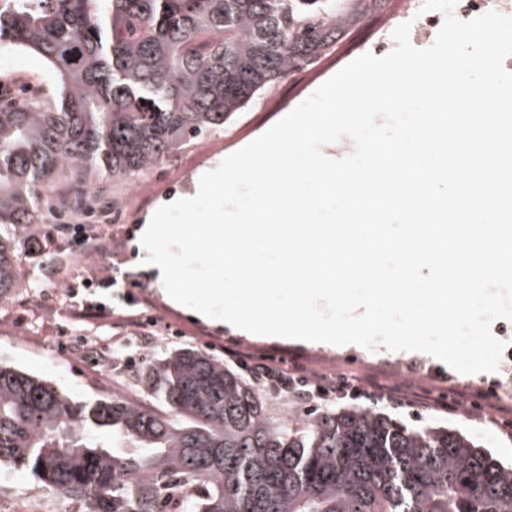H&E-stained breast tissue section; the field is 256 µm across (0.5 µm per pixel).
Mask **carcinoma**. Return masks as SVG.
I'll return each mask as SVG.
<instances>
[{
	"label": "carcinoma",
	"instance_id": "cac0c4a2",
	"mask_svg": "<svg viewBox=\"0 0 512 512\" xmlns=\"http://www.w3.org/2000/svg\"><path fill=\"white\" fill-rule=\"evenodd\" d=\"M384 0H8L0 46L40 54L57 105L0 104V295L15 238L92 175L132 180L336 50ZM139 381L153 407L74 401L0 364V466L84 512H512V469L459 431L353 406L277 418L184 347Z\"/></svg>",
	"mask_w": 512,
	"mask_h": 512
}]
</instances>
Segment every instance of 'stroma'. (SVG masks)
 Listing matches in <instances>:
<instances>
[{
	"mask_svg": "<svg viewBox=\"0 0 512 512\" xmlns=\"http://www.w3.org/2000/svg\"><path fill=\"white\" fill-rule=\"evenodd\" d=\"M398 2L384 0L381 9L352 29L337 51L317 66L284 78L258 106L239 113L223 131L191 140L136 179L88 183V193L110 199L112 205L97 209L82 219L79 227H68L65 235L73 241L82 231L95 234L97 251H77L60 259L28 248L25 235H18L17 286L0 296V361L45 378L77 401L102 396V386L107 383L114 396L148 402L149 396L138 382L140 370L147 360L186 346L220 360L232 353L247 355L297 368L305 376L352 373L375 379L379 394H334L311 401L270 392L266 395L268 407L277 417L288 412L304 417L325 408H370L415 428L459 430L512 464V335L505 339L497 371L476 374L459 373L437 358L417 352L385 357L362 347L323 349L253 341L217 331L167 304L156 292L150 272L137 261V233L163 196L184 191L197 170L263 134L340 69L369 52L374 33L392 21ZM2 78L18 82L42 79L47 99L57 98L56 77L38 54L0 53ZM102 270L120 281H139L134 294L149 301L156 325L133 327L113 318L80 316L61 320L68 285ZM133 351L143 353L144 358L130 366L125 357ZM20 491L41 499L47 512L82 510L80 503L50 491L29 474L10 471L0 476L1 504Z\"/></svg>",
	"mask_w": 512,
	"mask_h": 512,
	"instance_id": "1",
	"label": "stroma"
}]
</instances>
